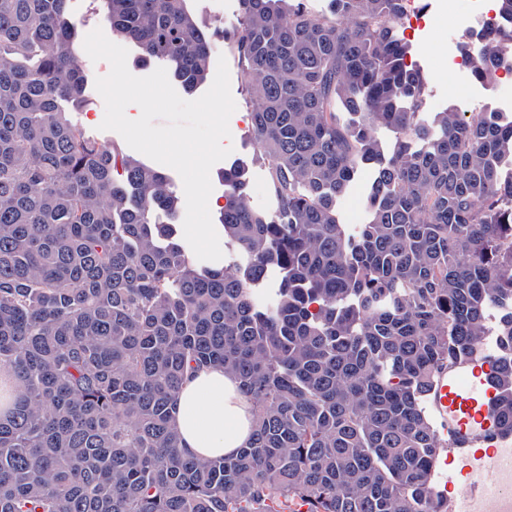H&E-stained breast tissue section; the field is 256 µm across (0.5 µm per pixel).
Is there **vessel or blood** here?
I'll return each instance as SVG.
<instances>
[{
  "mask_svg": "<svg viewBox=\"0 0 512 512\" xmlns=\"http://www.w3.org/2000/svg\"><path fill=\"white\" fill-rule=\"evenodd\" d=\"M492 360H485L442 378L434 389V405L445 423L444 434L459 448L469 449L467 461L460 467L448 468L445 481L454 486L458 475H466L472 489L470 495L458 501L457 512H475L478 503H492L512 499V484L489 482L484 478L487 459H494L498 466L512 472V442L496 441L488 452L476 451L481 434L495 424L490 408L495 396L491 375Z\"/></svg>",
  "mask_w": 512,
  "mask_h": 512,
  "instance_id": "obj_1",
  "label": "vessel or blood"
}]
</instances>
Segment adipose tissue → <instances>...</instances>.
Returning a JSON list of instances; mask_svg holds the SVG:
<instances>
[{"label":"adipose tissue","instance_id":"adipose-tissue-1","mask_svg":"<svg viewBox=\"0 0 512 512\" xmlns=\"http://www.w3.org/2000/svg\"><path fill=\"white\" fill-rule=\"evenodd\" d=\"M174 416L183 448L196 456L234 453L252 431L251 404L220 367L202 369L186 380Z\"/></svg>","mask_w":512,"mask_h":512}]
</instances>
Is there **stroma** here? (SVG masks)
I'll use <instances>...</instances> for the list:
<instances>
[{"label": "stroma", "instance_id": "obj_1", "mask_svg": "<svg viewBox=\"0 0 512 512\" xmlns=\"http://www.w3.org/2000/svg\"><path fill=\"white\" fill-rule=\"evenodd\" d=\"M187 6L208 31L232 27L237 19V0H187ZM417 20L399 24L401 37L415 49L411 62L425 71L429 79L430 94L427 109L440 112L452 107L460 112H501L504 99H512V82L502 85L498 81L481 83L473 79L468 63L459 59V38L456 20L468 18L478 9L496 10L497 0H415ZM215 54L225 55L230 73L231 93L236 110L230 118L232 152L227 159L216 163L210 173L214 198H224L227 187L219 174L232 162L242 160L249 167L246 192L253 207L274 214L276 203L268 188L267 166L254 159L250 142V101L246 94L241 68L227 43L216 40ZM78 61L90 84L86 101L74 111L73 118L86 133L105 145L122 144V137L113 131L101 130L105 104L94 82L107 75L110 65L106 61H92L86 52H79ZM371 167H362L352 181L348 192L336 203L340 224L348 232H355L367 220V201L372 182Z\"/></svg>", "mask_w": 512, "mask_h": 512}]
</instances>
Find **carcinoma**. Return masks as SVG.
I'll list each match as a JSON object with an SVG mask.
<instances>
[{
    "label": "carcinoma",
    "instance_id": "cac0c4a2",
    "mask_svg": "<svg viewBox=\"0 0 512 512\" xmlns=\"http://www.w3.org/2000/svg\"><path fill=\"white\" fill-rule=\"evenodd\" d=\"M102 2L144 58L190 92L205 81L212 41L185 0ZM408 2L239 0L228 42L276 214L251 207L244 163L222 173L227 271L185 250L164 174L72 119L87 77L67 0H0V512H448V444L422 401L485 358L491 307L492 412L512 436V119L427 115L396 30ZM498 14V34L460 44L480 80L512 40V0ZM340 104L359 120L340 124ZM379 124L398 134L387 156ZM369 163L349 234L336 200ZM211 366L254 417L217 459L187 455L172 418Z\"/></svg>",
    "mask_w": 512,
    "mask_h": 512
}]
</instances>
